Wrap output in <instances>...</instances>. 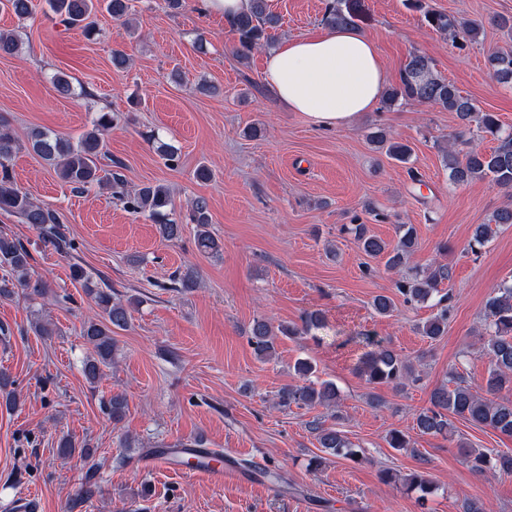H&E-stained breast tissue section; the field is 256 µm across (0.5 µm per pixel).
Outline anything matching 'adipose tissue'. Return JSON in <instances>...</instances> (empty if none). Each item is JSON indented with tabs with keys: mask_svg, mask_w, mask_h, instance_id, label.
Instances as JSON below:
<instances>
[{
	"mask_svg": "<svg viewBox=\"0 0 512 512\" xmlns=\"http://www.w3.org/2000/svg\"><path fill=\"white\" fill-rule=\"evenodd\" d=\"M262 76L285 110L318 128L352 124L390 82L375 42L353 26L281 40L266 52Z\"/></svg>",
	"mask_w": 512,
	"mask_h": 512,
	"instance_id": "obj_1",
	"label": "adipose tissue"
}]
</instances>
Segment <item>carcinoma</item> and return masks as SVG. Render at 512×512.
I'll return each mask as SVG.
<instances>
[{
	"mask_svg": "<svg viewBox=\"0 0 512 512\" xmlns=\"http://www.w3.org/2000/svg\"><path fill=\"white\" fill-rule=\"evenodd\" d=\"M0 5L10 10L17 18L25 20L33 15L32 0H0ZM48 10L56 24L64 31H79L88 36L92 33L93 17L105 11L116 20H124L129 12V0H46ZM411 5L424 11L429 26L440 33L463 34L475 40L483 30L482 22L469 20L460 22L444 12L425 8L422 0H411ZM360 13L355 0H327L322 23L338 28L356 26ZM280 16L270 10L268 0H252L248 12L231 23L237 35V56L247 60L251 54L271 44L269 30L279 26ZM489 68L497 81L512 83V52L498 53L488 58ZM400 100L428 103L453 112L461 121L463 130L459 137L468 133L487 136L497 141L489 152L477 149L450 151L444 157L448 169V181L464 185L473 180H487L500 187L512 188V133H502L497 115L482 111L458 87L438 75L430 58L412 53L400 72L399 82L389 89L385 103L392 105ZM118 115L112 112H97L91 120V128L77 139L34 129L28 136V144L42 160L52 167L61 181L75 191H85L104 183L99 159L103 155L104 132L112 128ZM378 142L386 145L389 157L398 162H407L410 156L408 145L389 139L386 134L376 135ZM17 149L8 120L0 117V211L21 219L32 226L42 241L57 251L68 254L76 250L74 239L67 235L61 214L47 204L37 201L30 193L21 190L13 181L6 161ZM120 200L124 208L135 215L144 216L158 224L161 236L169 241L177 240L183 232V225L171 218L174 212L173 198L163 184H145L131 191H121ZM190 223L196 225L194 243L196 249L212 256L220 254L222 246L209 230L210 215L207 202L197 199L188 214ZM360 249L370 257H386L385 265L390 269L402 266L407 256L417 246V233L409 224L398 225L399 238L393 247L383 239L367 232L365 225L354 227ZM492 229L488 224H479L469 241V249L478 254L488 244ZM33 256L27 245L19 238L0 233V297L8 298L15 291H23L29 298L42 297L48 286L39 277H34ZM73 279L83 283L88 294L93 296L102 317L84 323L82 336L92 346V353L83 363L85 378L94 383L100 379L104 369L112 365L116 348L114 334L128 325V308L112 299V287L104 282H92L84 269L72 267ZM449 268L437 263L415 273L410 278L397 282V292L409 304L435 302L438 312L419 327L422 335L430 340L443 336L448 325L451 296L441 288L448 280ZM485 350L490 359L486 380V392L498 394L504 389L512 391V283H504L495 289L485 304ZM322 325L317 313L302 318L301 325L273 326L269 321L257 319L250 329V342L257 358L266 360L275 352L278 335L301 336ZM362 341L372 347L361 363L359 372L373 387L392 386L400 390L420 381L415 374L409 357L391 348L384 339L374 335L362 336ZM295 371L302 382L288 385L279 392V404L283 407H312L332 403L336 400V387L328 381L315 382L311 377L316 367L308 360H299ZM13 381L0 371V405L12 408L17 404ZM105 412L114 423L120 422L126 409L125 397L114 394L104 405ZM460 418L473 424L489 427L504 435L512 436V399H489L479 396L455 368L448 369L447 383L435 388L430 395V406L419 411L414 417L412 429L422 434L446 435L450 432L453 419ZM317 440L322 451L352 461L361 459L362 451L353 448L345 434L334 426L314 424ZM387 445L396 450L414 451L409 436L401 429H393L387 436ZM58 453L63 457L79 454L87 461L95 456L96 449L85 441L76 442L65 436L58 443ZM471 469L484 473L492 471L512 476V454L490 449L475 454L467 451ZM410 491L419 493V500L425 501L435 486L425 472H413L405 478Z\"/></svg>",
	"mask_w": 512,
	"mask_h": 512,
	"instance_id": "obj_1",
	"label": "carcinoma"
}]
</instances>
